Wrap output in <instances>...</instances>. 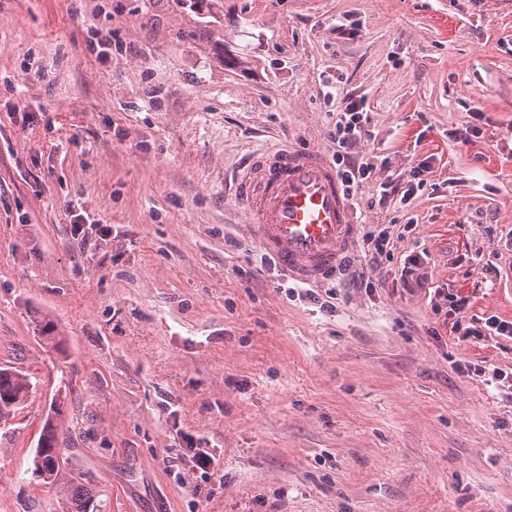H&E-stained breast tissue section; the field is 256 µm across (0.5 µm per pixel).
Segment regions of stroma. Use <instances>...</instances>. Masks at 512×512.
Segmentation results:
<instances>
[{"label": "stroma", "instance_id": "1", "mask_svg": "<svg viewBox=\"0 0 512 512\" xmlns=\"http://www.w3.org/2000/svg\"><path fill=\"white\" fill-rule=\"evenodd\" d=\"M339 75L369 97L358 154L433 159L395 263L428 252L430 287L512 321V0H0V367L37 379L0 425V512H55L30 467L62 389L102 512H512V403L452 365L512 368V340L454 343L391 277L330 274L332 314L288 300L224 194L252 147L332 153ZM219 458L220 452L217 454L215 448H184L182 453L183 461H189V467L194 472H201L206 480L214 474Z\"/></svg>", "mask_w": 512, "mask_h": 512}]
</instances>
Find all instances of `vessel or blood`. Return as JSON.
Returning a JSON list of instances; mask_svg holds the SVG:
<instances>
[{
	"instance_id": "1",
	"label": "vessel or blood",
	"mask_w": 512,
	"mask_h": 512,
	"mask_svg": "<svg viewBox=\"0 0 512 512\" xmlns=\"http://www.w3.org/2000/svg\"><path fill=\"white\" fill-rule=\"evenodd\" d=\"M235 196L263 250L300 283H319L341 268L355 241L357 210L320 149L288 144L253 152Z\"/></svg>"
}]
</instances>
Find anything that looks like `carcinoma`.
I'll return each instance as SVG.
<instances>
[{
	"label": "carcinoma",
	"mask_w": 512,
	"mask_h": 512,
	"mask_svg": "<svg viewBox=\"0 0 512 512\" xmlns=\"http://www.w3.org/2000/svg\"><path fill=\"white\" fill-rule=\"evenodd\" d=\"M33 376L14 367L0 368V423L14 416L24 403ZM40 438L44 446L35 450L31 468L34 478L55 489L59 512H101V490L69 469V434L55 420H45Z\"/></svg>",
	"instance_id": "1"
}]
</instances>
